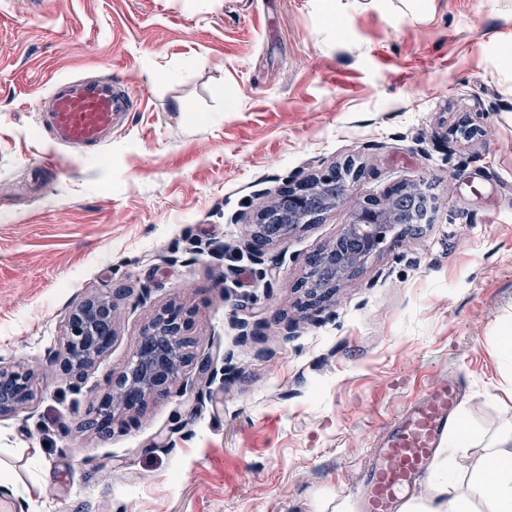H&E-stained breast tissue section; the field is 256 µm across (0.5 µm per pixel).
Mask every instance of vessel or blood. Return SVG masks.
I'll return each mask as SVG.
<instances>
[{
    "mask_svg": "<svg viewBox=\"0 0 512 512\" xmlns=\"http://www.w3.org/2000/svg\"><path fill=\"white\" fill-rule=\"evenodd\" d=\"M133 106L128 87L109 76L59 79L40 104L50 143L84 151L110 141L121 129L120 114ZM458 396L457 383L443 378L400 414L364 474L361 512H400L407 492L432 465L444 436L456 424Z\"/></svg>",
    "mask_w": 512,
    "mask_h": 512,
    "instance_id": "1",
    "label": "vessel or blood"
}]
</instances>
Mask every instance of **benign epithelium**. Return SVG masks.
<instances>
[{"mask_svg": "<svg viewBox=\"0 0 512 512\" xmlns=\"http://www.w3.org/2000/svg\"><path fill=\"white\" fill-rule=\"evenodd\" d=\"M338 167L318 174L294 188L280 192L268 205L259 210L250 224L251 235L261 232L268 223L280 224V235L275 241L288 238L296 230L312 223L319 213L310 209L312 191L323 183L336 178ZM421 194L415 182L399 184L382 197H366L357 202L347 224L336 241L353 240L358 247L347 253H336V245L326 252L336 254L332 265L339 282L357 272L386 240L387 234L399 226L401 217L395 206L402 195ZM288 199V207H280L281 199ZM321 268L310 267L302 287L307 289L308 305L313 306L323 298L316 287ZM118 294L106 292L90 298L67 315L65 320L64 357L59 363L61 373L78 379L82 370L77 365H90L112 345L115 336L113 325ZM191 327L189 313L169 307L144 326L134 340L133 351L125 369L112 381L110 391L101 399L97 409L98 423L110 429L116 416L127 411L139 410L148 400L167 396L180 377L183 368L192 362L185 347ZM32 397L29 371L0 366V415L11 413L26 404Z\"/></svg>", "mask_w": 512, "mask_h": 512, "instance_id": "obj_1", "label": "benign epithelium"}]
</instances>
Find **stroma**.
I'll return each instance as SVG.
<instances>
[{
    "label": "stroma",
    "instance_id": "35a3bbf8",
    "mask_svg": "<svg viewBox=\"0 0 512 512\" xmlns=\"http://www.w3.org/2000/svg\"><path fill=\"white\" fill-rule=\"evenodd\" d=\"M84 74L141 107L98 153L45 168L37 102ZM347 162L349 202L253 246L278 190ZM404 181L427 195L422 233L308 306L309 256L354 200ZM106 290L123 293L112 346L67 378L65 317ZM170 305L194 313L195 363L109 434L89 428ZM510 327L512 0H0V363L35 392L0 415L12 512L357 506L429 383L461 381L457 411L486 433L512 419Z\"/></svg>",
    "mask_w": 512,
    "mask_h": 512
}]
</instances>
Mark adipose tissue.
Returning a JSON list of instances; mask_svg holds the SVG:
<instances>
[{
    "mask_svg": "<svg viewBox=\"0 0 512 512\" xmlns=\"http://www.w3.org/2000/svg\"><path fill=\"white\" fill-rule=\"evenodd\" d=\"M424 482L402 512H512V421L482 438L467 424L452 429Z\"/></svg>",
    "mask_w": 512,
    "mask_h": 512,
    "instance_id": "ef3b65f1",
    "label": "adipose tissue"
}]
</instances>
